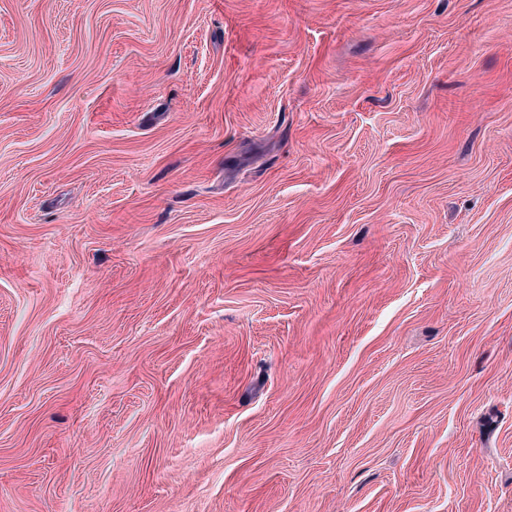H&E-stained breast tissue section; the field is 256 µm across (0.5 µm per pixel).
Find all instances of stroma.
Wrapping results in <instances>:
<instances>
[{
    "label": "stroma",
    "mask_w": 512,
    "mask_h": 512,
    "mask_svg": "<svg viewBox=\"0 0 512 512\" xmlns=\"http://www.w3.org/2000/svg\"><path fill=\"white\" fill-rule=\"evenodd\" d=\"M0 512H512V0H0Z\"/></svg>",
    "instance_id": "stroma-1"
}]
</instances>
